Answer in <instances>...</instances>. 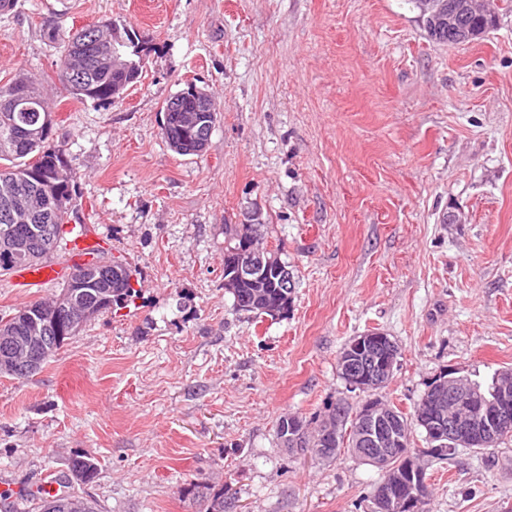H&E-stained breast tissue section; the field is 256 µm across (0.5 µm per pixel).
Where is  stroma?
Masks as SVG:
<instances>
[{
	"mask_svg": "<svg viewBox=\"0 0 512 512\" xmlns=\"http://www.w3.org/2000/svg\"><path fill=\"white\" fill-rule=\"evenodd\" d=\"M101 21L151 45L107 105L62 91L45 35ZM22 69L44 76L76 172L72 222L140 295L34 376H0V491L53 481L98 512H197L195 482L228 485V512H373L378 468L275 436L283 414L358 407L344 345L397 342L382 395L408 415L440 373L512 367V14L448 46L410 0H19L0 11V85ZM190 83L217 110L197 156L160 135ZM252 209L296 280L259 323L224 289V227ZM411 449L424 512H512V439L438 460L415 426ZM76 455L96 482H69Z\"/></svg>",
	"mask_w": 512,
	"mask_h": 512,
	"instance_id": "obj_1",
	"label": "stroma"
}]
</instances>
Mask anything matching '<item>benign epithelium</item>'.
Here are the masks:
<instances>
[{
  "instance_id": "7a95c632",
  "label": "benign epithelium",
  "mask_w": 512,
  "mask_h": 512,
  "mask_svg": "<svg viewBox=\"0 0 512 512\" xmlns=\"http://www.w3.org/2000/svg\"><path fill=\"white\" fill-rule=\"evenodd\" d=\"M422 15L433 14L440 28L457 35L461 40L472 34L460 27L461 18L475 8V0H423ZM126 40L118 28H112V47L100 53L101 65L114 71L125 72L130 63L124 52ZM188 96L194 100L196 111H211L209 101L193 84L176 93L173 101ZM260 215L249 213L241 220L239 245L230 253L228 271L224 272V288L232 292L247 283L253 288L254 300H267L266 290L278 289L279 294L290 298L288 289L294 286L293 273L285 265L279 253L261 248L256 242ZM53 228L45 226L42 236L30 233H12L0 238V251L12 255L19 264H34L41 260L42 241L52 237ZM123 262H98L75 269L57 293L55 304L50 308H36L25 313L27 335H0V372L29 377L41 367L49 345L58 340L51 331L61 327L73 328L99 316L100 306L76 291V287L90 281L109 277L107 270L122 277ZM397 343L380 332H369L353 337L339 356L341 369L349 385L369 395L350 425L336 422V429L346 428L345 438L359 446V454L371 465L387 471L376 499L375 512H418L419 496L416 491L425 476L416 470V458L407 451H399L404 445L406 422L397 415L375 389L387 384L398 364ZM494 397L465 376L450 370L439 376L430 388V411L416 414V423L426 430L429 440L437 447L450 449L468 447L484 448L496 439V431L512 419V368L499 371ZM401 452L411 480L406 482L390 470L387 463L390 454Z\"/></svg>"
}]
</instances>
